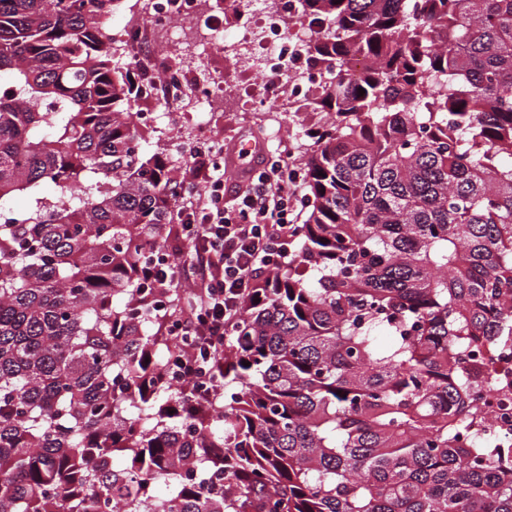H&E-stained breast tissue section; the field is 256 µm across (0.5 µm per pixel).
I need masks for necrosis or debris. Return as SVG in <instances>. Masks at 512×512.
<instances>
[{
    "label": "necrosis or debris",
    "mask_w": 512,
    "mask_h": 512,
    "mask_svg": "<svg viewBox=\"0 0 512 512\" xmlns=\"http://www.w3.org/2000/svg\"><path fill=\"white\" fill-rule=\"evenodd\" d=\"M239 12L259 18V25L243 28L225 39L222 17L209 0H140L133 17L125 21L116 39L126 59L137 62L140 83L148 100L168 112L182 111L185 103L207 108L217 83L198 75L197 64L176 66L157 53L159 45L182 26L208 20L213 40L223 41L224 53L235 60L258 59L261 73H276L277 81L246 83L237 88L241 104L265 111L286 104L302 108L323 74L309 70L305 38L293 32L297 0H237ZM484 367L471 394L488 411L492 428L502 444L512 443V339L500 346H486L476 353Z\"/></svg>",
    "instance_id": "4bbe7bcc"
}]
</instances>
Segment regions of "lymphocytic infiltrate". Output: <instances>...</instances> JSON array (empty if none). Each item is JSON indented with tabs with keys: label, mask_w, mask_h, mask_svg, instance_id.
<instances>
[{
	"label": "lymphocytic infiltrate",
	"mask_w": 512,
	"mask_h": 512,
	"mask_svg": "<svg viewBox=\"0 0 512 512\" xmlns=\"http://www.w3.org/2000/svg\"><path fill=\"white\" fill-rule=\"evenodd\" d=\"M191 183L177 196V215L166 240L188 247L187 255L156 262L154 280L184 283L191 301L171 326L195 348L179 356L187 379L207 377L209 362L224 354V337L258 280L281 268L292 253L301 215L303 172L274 156L245 174L247 185L236 206L224 202V170L204 154L187 162Z\"/></svg>",
	"instance_id": "1"
}]
</instances>
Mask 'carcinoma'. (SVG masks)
<instances>
[{"label": "carcinoma", "instance_id": "cac0c4a2", "mask_svg": "<svg viewBox=\"0 0 512 512\" xmlns=\"http://www.w3.org/2000/svg\"><path fill=\"white\" fill-rule=\"evenodd\" d=\"M120 4L0 0V512H512L467 364L512 336V0H300L306 219L204 390Z\"/></svg>", "mask_w": 512, "mask_h": 512}]
</instances>
